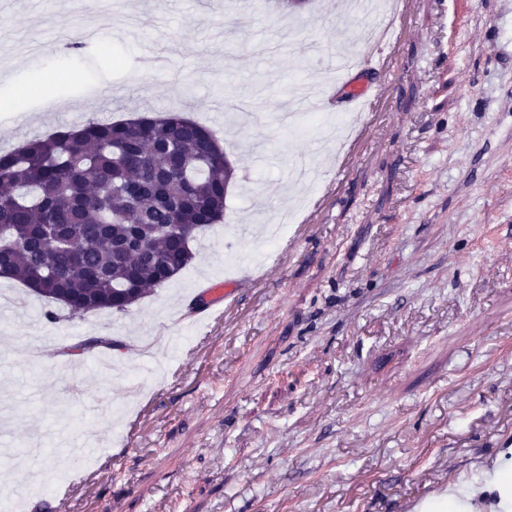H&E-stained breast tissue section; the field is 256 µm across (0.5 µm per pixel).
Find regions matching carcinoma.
Wrapping results in <instances>:
<instances>
[{
    "label": "carcinoma",
    "mask_w": 512,
    "mask_h": 512,
    "mask_svg": "<svg viewBox=\"0 0 512 512\" xmlns=\"http://www.w3.org/2000/svg\"><path fill=\"white\" fill-rule=\"evenodd\" d=\"M232 178L216 135L177 112L32 137L0 152V275L71 317L124 314L195 258L162 227L220 223Z\"/></svg>",
    "instance_id": "carcinoma-1"
}]
</instances>
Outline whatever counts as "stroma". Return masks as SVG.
<instances>
[{"label": "stroma", "mask_w": 512, "mask_h": 512, "mask_svg": "<svg viewBox=\"0 0 512 512\" xmlns=\"http://www.w3.org/2000/svg\"><path fill=\"white\" fill-rule=\"evenodd\" d=\"M112 8L158 15L153 52L74 0H0V100L25 93L0 112V151L174 110L216 132L236 180L194 262L129 312L0 333V447L38 452L9 495L26 512H419L465 480L489 512L488 474L512 464V0H416L391 71L366 54L368 89L394 97L352 174L306 188L321 209L277 264L238 228L287 206L322 128L230 134L217 108L268 115L291 81L321 79L336 0H266L232 42L224 0ZM226 277L236 304L181 338L174 315ZM31 336L59 339L38 371L19 359ZM90 429L95 454L72 456Z\"/></svg>", "instance_id": "stroma-1"}]
</instances>
